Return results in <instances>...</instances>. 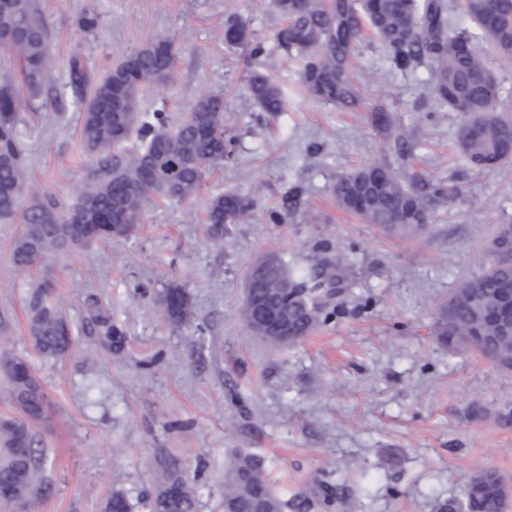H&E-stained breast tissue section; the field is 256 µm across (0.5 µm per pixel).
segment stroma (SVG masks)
I'll return each mask as SVG.
<instances>
[{
  "label": "stroma",
  "mask_w": 512,
  "mask_h": 512,
  "mask_svg": "<svg viewBox=\"0 0 512 512\" xmlns=\"http://www.w3.org/2000/svg\"><path fill=\"white\" fill-rule=\"evenodd\" d=\"M49 30L51 67L41 96L20 109L28 170L39 190L70 201L94 178L80 141L81 103L70 86L72 56L94 76L160 38L178 47L176 81L145 92L139 108L179 121L205 92L224 96L236 142L188 202L155 200L129 239L107 241L17 274L12 244L20 220L0 223V346L23 356L47 395L39 424L50 490L39 512H104L113 489L131 504L158 479L161 456L178 458L201 487L199 512H224L231 449L263 456L288 501L311 497L329 474L340 502L327 512H436L461 500L474 470L512 485V371L475 351L439 344L433 312L492 260L497 228L512 224V162L468 168L454 144L456 116L436 106L427 67L392 70L375 43L360 46L352 75L382 97L415 148L400 164L411 181L456 185L432 224L391 234L340 209L331 187L377 156L381 139L365 112L306 95L302 62L277 47L282 19L269 0H38ZM100 17L82 31L80 16ZM244 20L265 56L224 44L227 18ZM274 77L287 102L268 118L253 106L250 70ZM235 189L255 200L250 223L224 237L205 224L210 198ZM288 220L273 224L270 211ZM297 270L326 255L349 263L352 285L336 314L300 343L273 348L244 326V277L265 252ZM51 283L75 327L62 358L45 357L28 331L29 282ZM185 286L192 321L162 312L169 283ZM96 291L127 331L104 349L83 326L82 293Z\"/></svg>",
  "instance_id": "stroma-1"
}]
</instances>
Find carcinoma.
<instances>
[{
    "label": "carcinoma",
    "mask_w": 512,
    "mask_h": 512,
    "mask_svg": "<svg viewBox=\"0 0 512 512\" xmlns=\"http://www.w3.org/2000/svg\"><path fill=\"white\" fill-rule=\"evenodd\" d=\"M285 24L276 32L279 47L303 58V90L330 104L371 113V123L384 136L383 154L337 178L332 187L340 208L386 232L412 231L432 220L434 209L456 195L455 186L418 187L406 183L390 157L409 151L402 127L393 124L388 109L365 98L350 76L348 59L370 30L385 51L391 67L407 70L428 65L433 98L458 121L455 138L465 161L492 167L512 159V116L497 75L478 49L488 43L502 59H512V0H498L496 16L488 17L484 0H272ZM462 8L470 23L460 28L452 19ZM230 48H245L253 57L266 48L250 40L244 20L232 18L224 27ZM166 38L148 43L110 66L93 80L81 58L71 61V85L81 101V144L85 159L95 164L99 179L77 189L71 203L38 191L30 182L19 128L20 89L35 97L50 68L49 27L35 0H0V55L17 67L0 66V219L21 213L23 231L12 247L18 273L30 271L43 257L104 239H124L144 223L152 198L186 202L199 192L211 170L235 155L233 138L226 135L224 97L203 93L183 121L172 124L167 113L139 112L140 94L162 88L175 79V52ZM250 98L258 109L273 116L284 110L285 94L275 79L255 72L249 81ZM140 147L122 148L131 135ZM34 202L19 210L23 195ZM253 199L236 191L212 196L208 205L209 232L222 236L245 223ZM281 277L262 281L251 289L255 297L276 302L288 319L293 346L336 313V301L346 278L325 263L308 272L294 271L274 255ZM292 285L301 296H283ZM455 304L440 305L434 314V334L450 347L467 346L492 364L512 370V336H505L490 314L501 308V291L512 288V259L503 258L460 284ZM29 333L47 357H62L72 348L73 325L49 287L39 283L27 293ZM84 325L102 347L125 341V330L112 318L94 291L82 295ZM163 313L174 324L193 314L188 290L170 284ZM32 367L23 358L0 351V374L20 414L0 418V488L17 487L19 499L0 497V504L36 512L47 487L41 472L46 455L34 423L42 419L45 393L28 375ZM508 488L499 474L481 468L470 478L463 500L453 512H505ZM261 501L265 512H284L289 504L275 492L264 460L239 453L224 472V512H251ZM143 512H198L196 480L174 458L162 462L158 486L141 497ZM106 512H132L121 489L112 491Z\"/></svg>",
    "instance_id": "1"
}]
</instances>
